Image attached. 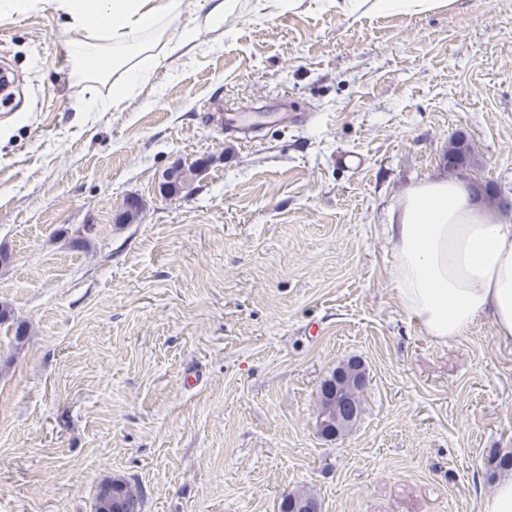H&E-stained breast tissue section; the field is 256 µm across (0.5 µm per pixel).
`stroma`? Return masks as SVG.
<instances>
[{
  "label": "stroma",
  "mask_w": 512,
  "mask_h": 512,
  "mask_svg": "<svg viewBox=\"0 0 512 512\" xmlns=\"http://www.w3.org/2000/svg\"><path fill=\"white\" fill-rule=\"evenodd\" d=\"M185 2L195 40L106 112L77 111L51 6L0 24V305L28 327L20 346L0 325V512H93L117 476L143 512H278L300 489L322 512H478L490 449L512 450V347L486 319L431 340L384 226L457 136L462 181L512 196V0H239L216 26ZM351 357L364 410L330 440L320 386ZM336 6V12L355 14L359 11L376 13H416L432 10L440 3L439 0H326ZM464 141L465 140L462 137H458L456 139L450 140L448 143V153L456 154L455 156L449 155L448 160L451 162H458L451 166L448 165L449 175L461 174L463 171L469 170L474 163L471 148ZM459 152L462 154V160L460 162V156L457 155Z\"/></svg>",
  "instance_id": "stroma-1"
}]
</instances>
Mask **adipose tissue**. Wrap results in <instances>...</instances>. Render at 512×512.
I'll return each mask as SVG.
<instances>
[{
  "label": "adipose tissue",
  "mask_w": 512,
  "mask_h": 512,
  "mask_svg": "<svg viewBox=\"0 0 512 512\" xmlns=\"http://www.w3.org/2000/svg\"><path fill=\"white\" fill-rule=\"evenodd\" d=\"M337 12L416 13L439 0H328ZM69 30L77 107L104 112L126 101L169 54L192 41L190 30L165 37L183 0H51ZM111 96L101 100L100 88ZM394 259L392 281L402 310L438 343L489 319L497 338L512 345V220L479 209L454 179L410 187L385 227Z\"/></svg>",
  "instance_id": "1"
}]
</instances>
